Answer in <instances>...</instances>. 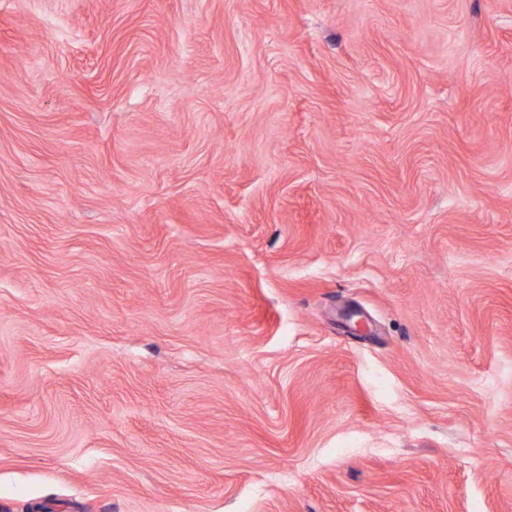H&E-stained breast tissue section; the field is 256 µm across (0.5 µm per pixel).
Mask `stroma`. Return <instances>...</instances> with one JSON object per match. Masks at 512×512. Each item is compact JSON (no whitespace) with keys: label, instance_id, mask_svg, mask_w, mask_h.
I'll list each match as a JSON object with an SVG mask.
<instances>
[{"label":"stroma","instance_id":"1","mask_svg":"<svg viewBox=\"0 0 512 512\" xmlns=\"http://www.w3.org/2000/svg\"><path fill=\"white\" fill-rule=\"evenodd\" d=\"M512 512V0H0V512Z\"/></svg>","mask_w":512,"mask_h":512}]
</instances>
